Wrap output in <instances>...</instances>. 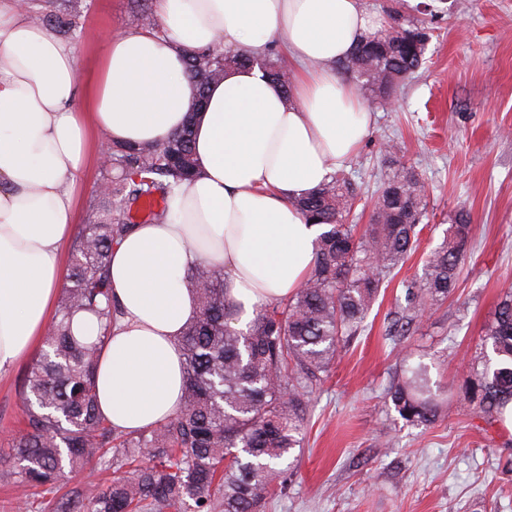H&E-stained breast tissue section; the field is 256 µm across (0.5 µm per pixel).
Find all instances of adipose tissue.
Here are the masks:
<instances>
[{
  "instance_id": "1",
  "label": "adipose tissue",
  "mask_w": 512,
  "mask_h": 512,
  "mask_svg": "<svg viewBox=\"0 0 512 512\" xmlns=\"http://www.w3.org/2000/svg\"><path fill=\"white\" fill-rule=\"evenodd\" d=\"M155 18L165 36L109 38L83 81L71 41L0 0V371L30 355L56 308L92 130L118 143L179 132L194 99L181 48L220 42L261 57L273 44L288 60L291 96L256 66L210 86L194 129L200 177L173 220L135 225L112 248L122 318L95 383L101 414L124 430L182 405L178 338L198 312L192 262L223 266L238 329L309 274L321 228L294 202L367 135L372 114L336 63L383 24L364 0H155Z\"/></svg>"
}]
</instances>
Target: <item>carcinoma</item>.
<instances>
[{
    "label": "carcinoma",
    "instance_id": "obj_1",
    "mask_svg": "<svg viewBox=\"0 0 512 512\" xmlns=\"http://www.w3.org/2000/svg\"><path fill=\"white\" fill-rule=\"evenodd\" d=\"M141 29L160 32L148 0H133ZM90 0H29L26 9L58 35L77 39L89 16ZM427 36L425 27L397 14L360 41L339 64L374 98L390 91L422 67L424 52L407 43ZM186 71L201 100L224 68L256 63L246 49L222 43L186 51ZM266 73L282 87L287 65L272 51L262 58ZM192 123L161 143L101 142L112 165L100 170L85 224L72 248L70 274L52 321L45 329L46 350L30 370L21 392L25 428L12 441L10 472L15 487L52 491L61 466L84 470L95 463L117 477L104 488H85L63 503V512H179L193 501L198 512H259L280 485L278 463L303 448L310 395L327 376L341 349L363 327L381 288L418 248L427 188L420 175L384 146L393 165L362 232L349 223L357 199L352 183L335 173L296 205L323 227L314 265L286 300L255 312L247 330L232 328L224 295V267L198 260L187 269L198 314L183 329L184 395L180 409L162 423L133 432L102 417L95 387L98 352L121 315L112 300L109 265L112 245L134 227V206L158 198L164 206L150 220L172 218L171 202L199 169ZM473 248L470 215L458 211L442 242L427 255L422 275L402 281L404 312L388 329L400 346L417 312L451 297L462 261ZM90 312L99 335H75L72 318ZM480 358L459 387L460 400L491 425L512 416V289L499 298L480 336ZM399 359L386 397L399 417L428 426L441 415L444 398L429 369ZM241 452L228 458L229 449Z\"/></svg>",
    "mask_w": 512,
    "mask_h": 512
}]
</instances>
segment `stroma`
<instances>
[{"instance_id": "35a3bbf8", "label": "stroma", "mask_w": 512, "mask_h": 512, "mask_svg": "<svg viewBox=\"0 0 512 512\" xmlns=\"http://www.w3.org/2000/svg\"><path fill=\"white\" fill-rule=\"evenodd\" d=\"M369 10L424 21L431 37L423 66L399 87L394 105L369 103L374 122L342 172L356 187L354 223L369 220L391 173L382 154L398 144L429 188L419 247L381 294L365 329L340 351L309 401L297 462L263 512H512V433L486 428L458 386L480 352V331L512 287V0H365ZM132 0H93L76 39L87 75L104 41L135 29ZM466 210L474 248L459 289L419 313L408 350L431 368L447 399L429 426L402 420L385 399L397 362L386 337L405 305L402 280L421 275L454 214ZM31 367L0 373V470L23 426L19 393ZM112 472L67 474L57 494L30 498L26 512H55L65 493L104 485Z\"/></svg>"}]
</instances>
